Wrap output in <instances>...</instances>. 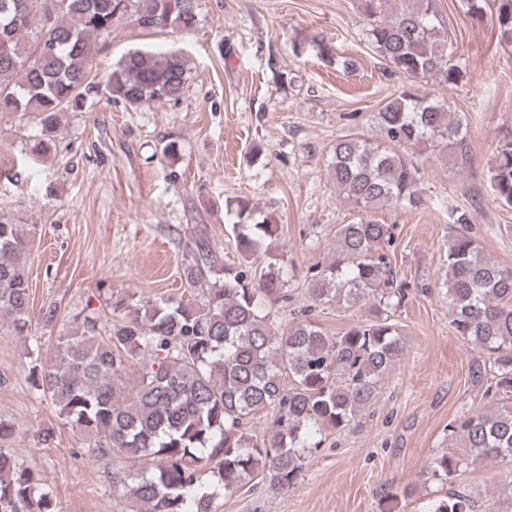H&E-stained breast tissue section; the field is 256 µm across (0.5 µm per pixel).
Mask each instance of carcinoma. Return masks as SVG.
Here are the masks:
<instances>
[{"label": "carcinoma", "mask_w": 512, "mask_h": 512, "mask_svg": "<svg viewBox=\"0 0 512 512\" xmlns=\"http://www.w3.org/2000/svg\"><path fill=\"white\" fill-rule=\"evenodd\" d=\"M361 2L366 38L387 65L413 79L456 81L437 0ZM495 2L499 40L512 45V0ZM198 21L199 0H0V113L31 115L39 127L32 156L45 158L56 147L62 115L93 97L132 111L175 101L189 79L179 52L130 51L101 82L92 57L124 22L136 37L189 32ZM376 123L380 142L344 135L329 148L336 195L363 217L337 225L331 257L308 278L319 303L379 298L374 317L336 336L307 318L279 331L270 306L288 299V261L271 247L278 225L240 201L232 227L241 264L224 262L207 228L193 238L183 276L202 288L200 297L112 294L109 317L92 312L60 338L51 369L33 359L29 383L89 440L94 457L128 460L112 473V486L130 512H211L206 474L227 495L257 476L270 491L286 490L325 430L351 425L372 406L383 376L405 352L393 315L408 288L383 253L393 243L392 226L368 214L383 205L423 204L417 168L401 149L443 144L457 163L470 150L465 115L425 93L386 97ZM489 182L494 199L512 207V128L494 144ZM435 206L453 229L443 282L449 326L486 357L495 378L491 409L448 423V437L465 456H436L425 470L446 483L471 465L512 463V267L486 257L465 210L441 200ZM32 239L33 229L0 219V324L20 336L31 322ZM133 361L138 375L131 384ZM261 413L270 421L259 437L252 421ZM0 512H58L41 475L1 449ZM428 512L480 510L471 495L452 492Z\"/></svg>", "instance_id": "carcinoma-1"}]
</instances>
